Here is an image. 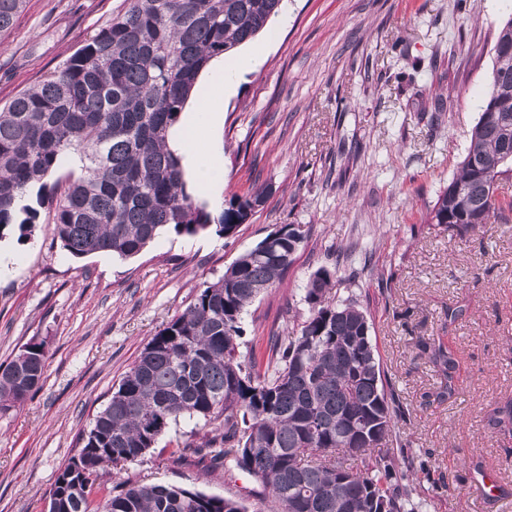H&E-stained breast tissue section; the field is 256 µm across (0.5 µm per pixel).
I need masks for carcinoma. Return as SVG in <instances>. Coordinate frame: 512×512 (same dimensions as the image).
Segmentation results:
<instances>
[{
    "label": "carcinoma",
    "instance_id": "obj_1",
    "mask_svg": "<svg viewBox=\"0 0 512 512\" xmlns=\"http://www.w3.org/2000/svg\"><path fill=\"white\" fill-rule=\"evenodd\" d=\"M281 0H127L125 9L57 70L0 108V232L35 223L40 210L74 257L129 259L161 230L227 237L265 199L257 188L209 211L187 189L181 159L168 148L198 78L211 60L248 42ZM26 0H0V35ZM482 112L456 177L438 195L430 224L465 237L508 223L499 196L512 172V14L494 43ZM78 157L81 174L46 178ZM264 253L253 248L147 343L96 413L83 444L58 475L48 512H247L238 501L176 484L100 482L105 465L144 457L179 418L210 427L171 452L212 473L240 471L267 493L255 512H416V488L388 447L405 413L369 338L367 311L336 302L335 273L306 284L308 315L271 355L240 351L242 314L275 287L303 242L290 224ZM452 393L456 370L435 349ZM45 341L31 340L0 365V412L40 386ZM489 425L512 435V398L495 403ZM358 460L356 467L350 461Z\"/></svg>",
    "mask_w": 512,
    "mask_h": 512
}]
</instances>
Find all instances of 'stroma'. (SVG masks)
I'll return each instance as SVG.
<instances>
[{
  "label": "stroma",
  "mask_w": 512,
  "mask_h": 512,
  "mask_svg": "<svg viewBox=\"0 0 512 512\" xmlns=\"http://www.w3.org/2000/svg\"><path fill=\"white\" fill-rule=\"evenodd\" d=\"M125 0H27L0 36V107L73 55ZM512 0H283L245 53L262 63L231 95L201 75L197 95L218 99L224 182L213 209L258 187L269 194L247 223L221 237L162 231L138 256L75 258L54 246L40 216L7 233L13 261L0 273V364L31 339L48 353L40 389L0 414V512H46L56 477L143 348L240 255L284 224L304 241L278 288L243 314L242 350H265L306 316L305 286L335 269L337 300L367 309L370 338L406 413L396 434L414 459L422 512H512V437L486 414L512 397V223L459 238L427 221L456 176L484 100L494 36ZM445 104L430 132L425 108ZM357 148L337 156L338 143ZM462 308L456 321L448 311ZM440 342L458 368L447 399L424 345ZM201 421L180 419L134 462L106 465L110 483H172L242 500L247 475L173 463L170 450ZM498 475L497 497L477 499V470Z\"/></svg>",
  "instance_id": "obj_1"
}]
</instances>
